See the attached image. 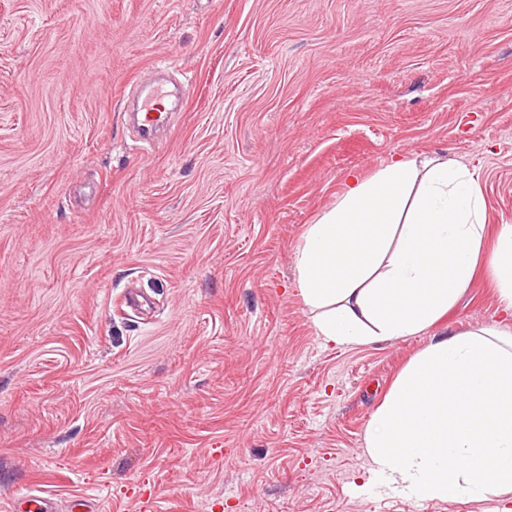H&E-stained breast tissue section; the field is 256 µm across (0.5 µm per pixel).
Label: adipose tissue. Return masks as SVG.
<instances>
[{"instance_id":"ef3b65f1","label":"adipose tissue","mask_w":512,"mask_h":512,"mask_svg":"<svg viewBox=\"0 0 512 512\" xmlns=\"http://www.w3.org/2000/svg\"><path fill=\"white\" fill-rule=\"evenodd\" d=\"M485 233L476 167L395 155L346 174L296 249L294 288L327 341L416 336L470 286ZM489 268L512 314V224L500 225ZM365 453L372 480L404 499L491 495V512H512V336L432 335L373 412Z\"/></svg>"}]
</instances>
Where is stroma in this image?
<instances>
[{
  "instance_id": "1",
  "label": "stroma",
  "mask_w": 512,
  "mask_h": 512,
  "mask_svg": "<svg viewBox=\"0 0 512 512\" xmlns=\"http://www.w3.org/2000/svg\"><path fill=\"white\" fill-rule=\"evenodd\" d=\"M160 63L190 94L150 146L123 97ZM433 153L494 240L512 0H0V507L481 512L368 479L431 333L329 343L291 289L346 173ZM479 329L512 334L482 265L434 327Z\"/></svg>"
}]
</instances>
